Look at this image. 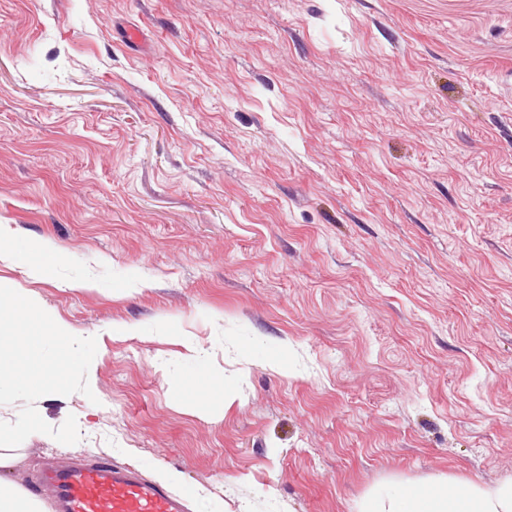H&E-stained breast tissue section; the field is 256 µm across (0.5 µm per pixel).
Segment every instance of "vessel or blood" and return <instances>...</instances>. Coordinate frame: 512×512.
I'll return each instance as SVG.
<instances>
[{"label": "vessel or blood", "mask_w": 512, "mask_h": 512, "mask_svg": "<svg viewBox=\"0 0 512 512\" xmlns=\"http://www.w3.org/2000/svg\"><path fill=\"white\" fill-rule=\"evenodd\" d=\"M36 487L57 512H186V495L101 459L58 465L43 473Z\"/></svg>", "instance_id": "vessel-or-blood-1"}]
</instances>
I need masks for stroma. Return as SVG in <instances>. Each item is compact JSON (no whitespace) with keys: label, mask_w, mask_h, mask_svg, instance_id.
<instances>
[{"label":"stroma","mask_w":512,"mask_h":512,"mask_svg":"<svg viewBox=\"0 0 512 512\" xmlns=\"http://www.w3.org/2000/svg\"><path fill=\"white\" fill-rule=\"evenodd\" d=\"M1 224L63 259L0 285L97 340L92 396L35 404L79 442L30 435L13 482H512V0H0Z\"/></svg>","instance_id":"obj_1"}]
</instances>
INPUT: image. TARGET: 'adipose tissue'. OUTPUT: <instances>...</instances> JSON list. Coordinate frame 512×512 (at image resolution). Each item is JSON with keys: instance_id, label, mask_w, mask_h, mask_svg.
Masks as SVG:
<instances>
[{"instance_id": "adipose-tissue-1", "label": "adipose tissue", "mask_w": 512, "mask_h": 512, "mask_svg": "<svg viewBox=\"0 0 512 512\" xmlns=\"http://www.w3.org/2000/svg\"><path fill=\"white\" fill-rule=\"evenodd\" d=\"M35 253L42 259L41 265L33 269L37 275L61 261L57 249L23 236L12 237L9 248L0 249V260L22 265ZM360 512H512V484L486 486L437 479L371 494Z\"/></svg>"}]
</instances>
